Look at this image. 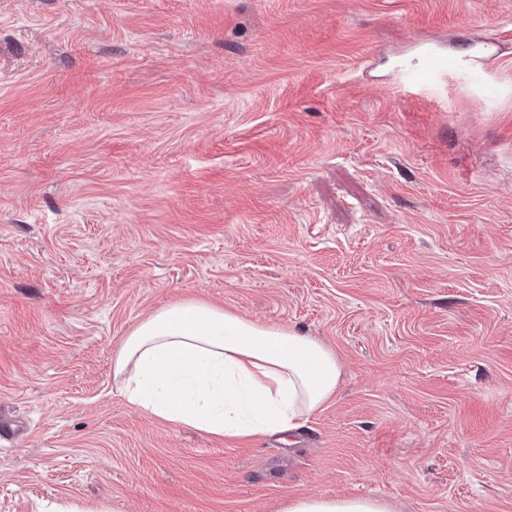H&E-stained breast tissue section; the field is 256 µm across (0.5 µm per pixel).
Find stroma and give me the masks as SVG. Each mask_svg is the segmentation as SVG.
Wrapping results in <instances>:
<instances>
[{
    "label": "stroma",
    "mask_w": 512,
    "mask_h": 512,
    "mask_svg": "<svg viewBox=\"0 0 512 512\" xmlns=\"http://www.w3.org/2000/svg\"><path fill=\"white\" fill-rule=\"evenodd\" d=\"M183 299L317 338L334 397L145 415L113 360ZM0 422V512H512V0H0ZM498 44L497 38H487L479 41V47L471 52L458 54L435 50L423 42L420 45L418 65L403 67L400 78L415 86H430L447 78L450 73L473 69L477 65L491 62L496 56L493 50ZM281 512H391L390 506L377 498L300 496L291 499Z\"/></svg>",
    "instance_id": "obj_1"
}]
</instances>
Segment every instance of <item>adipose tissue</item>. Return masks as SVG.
Returning <instances> with one entry per match:
<instances>
[{
	"instance_id": "adipose-tissue-1",
	"label": "adipose tissue",
	"mask_w": 512,
	"mask_h": 512,
	"mask_svg": "<svg viewBox=\"0 0 512 512\" xmlns=\"http://www.w3.org/2000/svg\"><path fill=\"white\" fill-rule=\"evenodd\" d=\"M122 395L148 416L219 438L285 433L331 399L335 353L294 327L267 325L201 300L138 322L114 362ZM282 512H391L373 497L300 496Z\"/></svg>"
}]
</instances>
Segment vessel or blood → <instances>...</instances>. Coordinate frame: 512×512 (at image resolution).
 Returning <instances> with one entry per match:
<instances>
[{
  "instance_id": "obj_1",
  "label": "vessel or blood",
  "mask_w": 512,
  "mask_h": 512,
  "mask_svg": "<svg viewBox=\"0 0 512 512\" xmlns=\"http://www.w3.org/2000/svg\"><path fill=\"white\" fill-rule=\"evenodd\" d=\"M497 46V39L487 38L480 41L478 47L471 52L458 54L435 50L424 42L420 45L418 63L403 67L401 77L412 85L427 87L447 78L448 74L491 62L495 57L494 50Z\"/></svg>"
}]
</instances>
